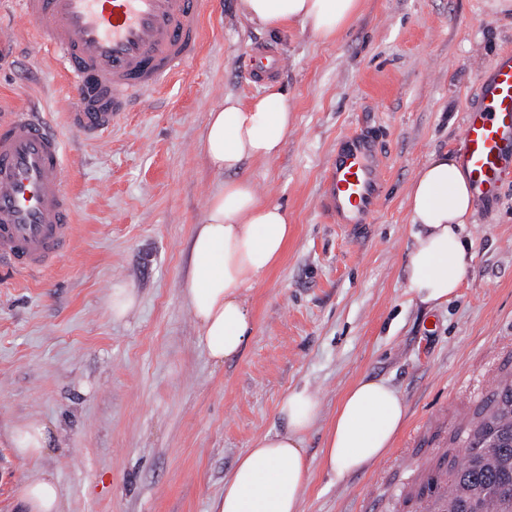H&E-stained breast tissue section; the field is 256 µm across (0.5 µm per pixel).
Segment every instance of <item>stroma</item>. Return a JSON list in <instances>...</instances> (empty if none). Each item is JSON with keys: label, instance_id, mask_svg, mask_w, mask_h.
<instances>
[{"label": "stroma", "instance_id": "1", "mask_svg": "<svg viewBox=\"0 0 512 512\" xmlns=\"http://www.w3.org/2000/svg\"><path fill=\"white\" fill-rule=\"evenodd\" d=\"M0 110L47 114L67 148L64 188L75 238L43 273L0 278V512H20L24 477L45 473L60 512H210L224 478L255 438L281 428L291 388L322 399L306 438L312 475L303 512H417L424 471L453 460L495 382L512 377V183L477 203L465 237L472 270L448 304L424 312L405 292L411 241L406 191L431 154L458 153L465 115L503 53L512 17L483 0H363L335 39L247 23L239 0H210L203 48L183 79L85 139L66 115L71 94L43 55L19 0H0ZM288 56L272 78L294 125L272 161L244 176L287 208L293 233L251 296L254 330L233 361L212 360L183 299L190 238L222 173L202 149L207 116L262 83L250 51ZM384 133L386 192L373 224L349 238L322 209L337 136ZM135 308L113 320L112 286ZM397 387L403 429L374 467L333 481L323 425L361 377ZM44 422L43 456L21 461L12 429Z\"/></svg>", "mask_w": 512, "mask_h": 512}]
</instances>
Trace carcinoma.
I'll return each mask as SVG.
<instances>
[{
  "instance_id": "1",
  "label": "carcinoma",
  "mask_w": 512,
  "mask_h": 512,
  "mask_svg": "<svg viewBox=\"0 0 512 512\" xmlns=\"http://www.w3.org/2000/svg\"><path fill=\"white\" fill-rule=\"evenodd\" d=\"M448 468V512H512V383L491 391Z\"/></svg>"
}]
</instances>
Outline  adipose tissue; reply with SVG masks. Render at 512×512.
Wrapping results in <instances>:
<instances>
[{"instance_id":"adipose-tissue-1","label":"adipose tissue","mask_w":512,"mask_h":512,"mask_svg":"<svg viewBox=\"0 0 512 512\" xmlns=\"http://www.w3.org/2000/svg\"><path fill=\"white\" fill-rule=\"evenodd\" d=\"M244 18L273 32L297 24L330 39L361 12L362 0H240ZM290 113L273 85L250 102L228 96L209 113L204 153L210 166L227 173L210 195L202 224L191 239L192 263L184 299L208 355L222 362L237 357L252 334L251 295L282 257L291 236L288 212L259 196L242 176L245 161L277 157L288 137ZM476 195L457 157L432 155L406 192L411 243L406 288L411 303L425 310L447 304L463 284L473 255L464 231ZM321 410L317 390L296 387L281 398L283 426L255 438L224 479L211 512H302L311 462L307 434ZM406 404L384 379L362 378L343 395L324 435L323 463L342 482L370 470L392 448L403 428ZM21 460L40 458L49 443L46 425L30 420L13 429ZM24 512H60L61 493L49 476L26 478L20 492Z\"/></svg>"}]
</instances>
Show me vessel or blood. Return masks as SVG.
<instances>
[{"mask_svg": "<svg viewBox=\"0 0 512 512\" xmlns=\"http://www.w3.org/2000/svg\"><path fill=\"white\" fill-rule=\"evenodd\" d=\"M47 56L62 64L73 91L68 124L93 138L111 130L131 103L156 96L200 51L204 0H21ZM267 50L248 75L265 79L287 67ZM460 160L478 198L494 199L512 173V54L500 57L481 87L461 134ZM63 140L36 112L0 116V263L21 274L51 266L76 226L63 186ZM387 156L377 129L336 139L323 176V203L351 234L373 223L385 194ZM419 512H448V470H430Z\"/></svg>", "mask_w": 512, "mask_h": 512, "instance_id": "obj_1", "label": "vessel or blood"}]
</instances>
